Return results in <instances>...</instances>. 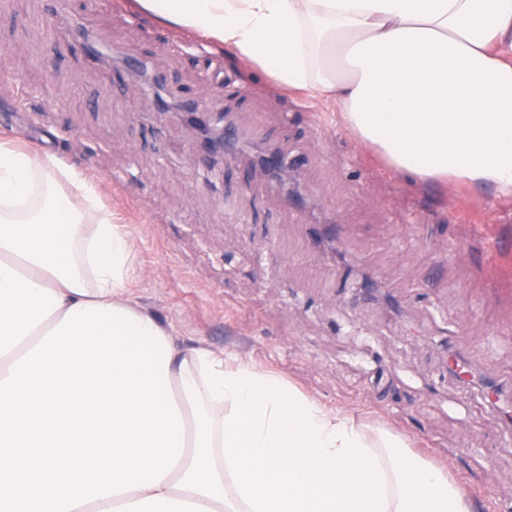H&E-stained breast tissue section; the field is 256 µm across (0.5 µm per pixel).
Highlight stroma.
Returning <instances> with one entry per match:
<instances>
[{"label":"stroma","mask_w":512,"mask_h":512,"mask_svg":"<svg viewBox=\"0 0 512 512\" xmlns=\"http://www.w3.org/2000/svg\"><path fill=\"white\" fill-rule=\"evenodd\" d=\"M133 0H0V142L55 153L98 184L134 245L139 306L183 347L240 353L332 410L410 439L477 512L512 507V196L419 185L219 44ZM55 51H48V33ZM216 88L235 147L193 154L154 90L91 59L84 34ZM273 152L281 175L252 168Z\"/></svg>","instance_id":"obj_1"}]
</instances>
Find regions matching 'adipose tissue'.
Instances as JSON below:
<instances>
[{
  "label": "adipose tissue",
  "mask_w": 512,
  "mask_h": 512,
  "mask_svg": "<svg viewBox=\"0 0 512 512\" xmlns=\"http://www.w3.org/2000/svg\"><path fill=\"white\" fill-rule=\"evenodd\" d=\"M278 88L336 102L346 127L421 182L512 194V0H138ZM81 200L67 208L59 188ZM80 170L0 143V380L77 305L134 308L123 225ZM177 466L76 512H472L408 438L332 411L243 357L172 348Z\"/></svg>",
  "instance_id": "obj_1"
}]
</instances>
